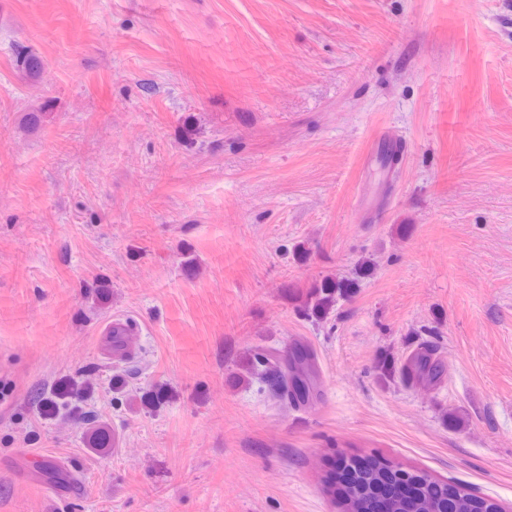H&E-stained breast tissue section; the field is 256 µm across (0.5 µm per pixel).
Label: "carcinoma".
I'll return each instance as SVG.
<instances>
[{"mask_svg":"<svg viewBox=\"0 0 512 512\" xmlns=\"http://www.w3.org/2000/svg\"><path fill=\"white\" fill-rule=\"evenodd\" d=\"M15 56L22 69L34 76L42 71L39 58L23 46L15 48ZM355 284L350 280L329 279L310 289L306 295L304 316L322 318L336 302L345 296ZM252 369L257 381L273 391L281 399L294 406H305L319 394L320 381L314 365V356L301 344H294L287 358L277 352L260 351L255 353ZM382 375L397 379L405 387H417L422 384L434 385L444 374V365L436 358L434 350L424 346L412 351L403 360L396 362L386 359L380 365ZM340 460H332L325 484L332 502L349 497L352 512H365L374 502L373 491L382 472L388 470L394 474L400 467L388 459H381L378 470L363 469L349 486L336 485L334 471ZM412 493L417 498L420 512H448V497L435 491L439 482L427 473L418 471L407 479ZM460 512H481L472 506L478 502L486 506V512H501V506L471 493L464 492L460 497Z\"/></svg>","mask_w":512,"mask_h":512,"instance_id":"carcinoma-1","label":"carcinoma"}]
</instances>
